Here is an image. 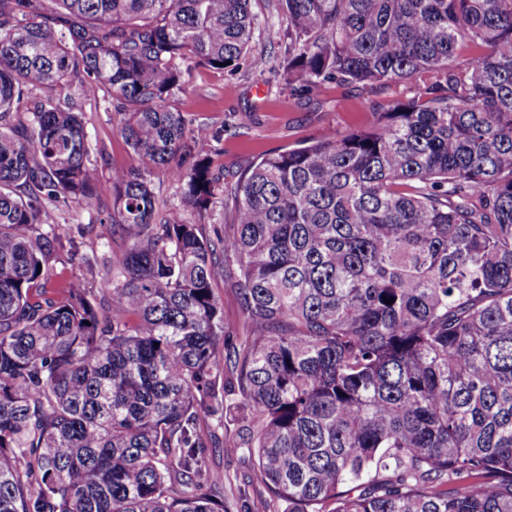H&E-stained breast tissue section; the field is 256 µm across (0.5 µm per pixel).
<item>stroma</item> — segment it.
<instances>
[{"mask_svg": "<svg viewBox=\"0 0 512 512\" xmlns=\"http://www.w3.org/2000/svg\"><path fill=\"white\" fill-rule=\"evenodd\" d=\"M253 10L258 25L251 51L266 56V69L229 75L194 63L185 69L184 90L169 100L171 107L184 114L187 129L205 122L217 131V139L202 150L225 186H233L259 157L313 141L325 129L347 132L367 127L372 120L369 102L413 96L416 87L409 83L365 88L325 84L308 93L291 91L282 69L288 43L272 42L266 32L267 25L282 22L275 0H255ZM80 112L92 146L102 157V168L131 164L132 153L118 131L111 104L101 97L85 100ZM58 224L62 240L73 241L75 247L52 255L49 264L56 284L73 282L99 290L113 255L125 249V241L120 234H107L93 215L74 206L60 208ZM206 435L208 465L223 480L231 512H283L284 503L272 500L255 478L247 450L235 448V425H211Z\"/></svg>", "mask_w": 512, "mask_h": 512, "instance_id": "stroma-1", "label": "stroma"}]
</instances>
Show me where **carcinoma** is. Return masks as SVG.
I'll return each mask as SVG.
<instances>
[{
    "instance_id": "obj_1",
    "label": "carcinoma",
    "mask_w": 512,
    "mask_h": 512,
    "mask_svg": "<svg viewBox=\"0 0 512 512\" xmlns=\"http://www.w3.org/2000/svg\"><path fill=\"white\" fill-rule=\"evenodd\" d=\"M277 11L291 90H417L226 191L168 100L182 62L265 69L252 0H0V512H230L209 420L286 512H512V0ZM101 94L137 158L103 180L76 110ZM154 169L224 199V234L161 215ZM106 189L129 247L101 309L47 257L58 205ZM215 294L224 308V319L232 326V331L239 320V311L236 303L235 290L230 283L218 282Z\"/></svg>"
}]
</instances>
